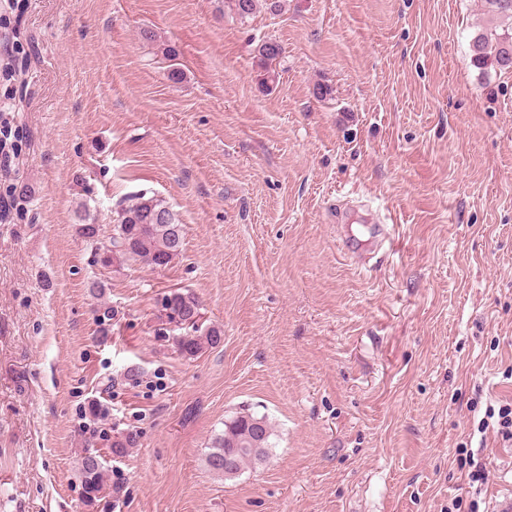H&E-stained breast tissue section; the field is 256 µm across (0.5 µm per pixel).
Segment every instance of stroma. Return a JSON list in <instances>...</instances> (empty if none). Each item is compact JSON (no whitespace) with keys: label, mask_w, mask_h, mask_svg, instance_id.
I'll return each instance as SVG.
<instances>
[{"label":"stroma","mask_w":512,"mask_h":512,"mask_svg":"<svg viewBox=\"0 0 512 512\" xmlns=\"http://www.w3.org/2000/svg\"><path fill=\"white\" fill-rule=\"evenodd\" d=\"M489 23L481 0H286L245 21L226 0H0V512H491L512 488V445L478 430L512 400V73L471 62ZM138 193L184 224L183 251L101 267L77 208L106 240ZM345 201L394 220L361 268L338 247ZM174 291L219 344L180 354ZM92 402L137 434L102 449L96 509ZM246 411L272 448L226 479L205 456ZM100 457L101 454L98 450H88L80 462L87 503L91 507L97 505L102 499L104 473Z\"/></svg>","instance_id":"35a3bbf8"}]
</instances>
